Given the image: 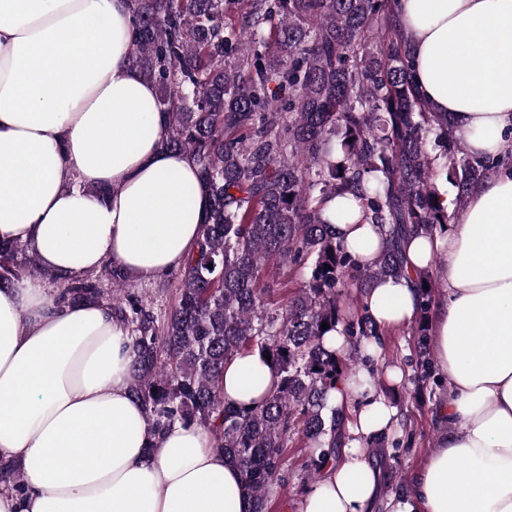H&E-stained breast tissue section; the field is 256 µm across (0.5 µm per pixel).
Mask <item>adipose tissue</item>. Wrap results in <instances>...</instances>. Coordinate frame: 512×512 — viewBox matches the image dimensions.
<instances>
[{
	"mask_svg": "<svg viewBox=\"0 0 512 512\" xmlns=\"http://www.w3.org/2000/svg\"><path fill=\"white\" fill-rule=\"evenodd\" d=\"M395 3L422 100L471 153L511 152L512 0ZM133 19L131 0H0V241L29 245L55 275L112 263L150 279L182 267L202 234L209 199L194 161L164 145L157 91L130 64ZM336 234L363 264L385 247L373 224ZM438 256V446L387 507L512 512V164L470 189L445 234L411 235L404 275L365 298L380 330L413 320L419 275ZM130 360L104 304L55 306L37 276L0 288V460L23 475L20 489L0 487V512H249L207 429L145 414ZM359 377L362 389L344 378L329 394L346 435L298 512H373L383 492L364 441L392 432L399 412ZM276 381L245 352L221 390L248 404Z\"/></svg>",
	"mask_w": 512,
	"mask_h": 512,
	"instance_id": "adipose-tissue-1",
	"label": "adipose tissue"
}]
</instances>
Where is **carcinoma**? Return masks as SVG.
<instances>
[{
    "instance_id": "1",
    "label": "carcinoma",
    "mask_w": 512,
    "mask_h": 512,
    "mask_svg": "<svg viewBox=\"0 0 512 512\" xmlns=\"http://www.w3.org/2000/svg\"><path fill=\"white\" fill-rule=\"evenodd\" d=\"M131 64L158 93L167 147L193 158L210 199L202 236L174 277V305L157 314L110 263L108 306L132 349L131 392L151 417L210 430L267 512L291 435L309 444L307 478L336 460L344 421L328 411L337 378L356 375L325 336L344 326L353 348L381 336L369 314L340 304L405 273L410 233L448 230L439 177L468 190L500 160L467 152L448 116L419 97L394 0H137ZM353 196L359 224H376L389 246L361 264L325 216ZM307 270L288 304L262 283L267 262ZM40 272L22 244L0 243V284ZM419 287L414 332L427 343L439 287ZM105 299L102 281L64 280L58 305ZM328 323L322 329V323ZM271 356L279 381L258 404L224 400V364L242 351ZM23 477L0 465V484Z\"/></svg>"
}]
</instances>
